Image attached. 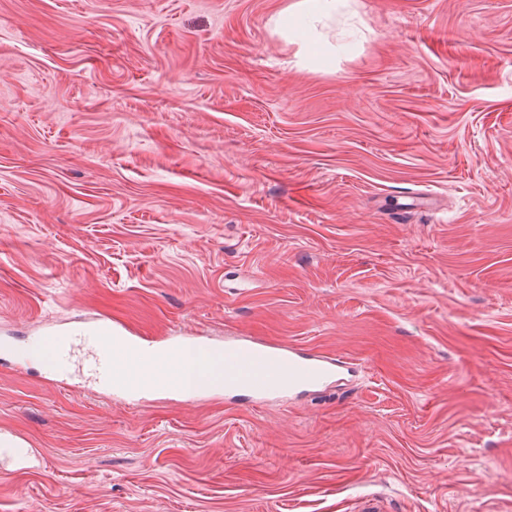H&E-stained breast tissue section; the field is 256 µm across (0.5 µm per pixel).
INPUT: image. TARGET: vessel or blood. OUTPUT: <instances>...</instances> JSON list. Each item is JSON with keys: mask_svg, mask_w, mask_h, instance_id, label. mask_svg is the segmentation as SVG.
<instances>
[{"mask_svg": "<svg viewBox=\"0 0 512 512\" xmlns=\"http://www.w3.org/2000/svg\"><path fill=\"white\" fill-rule=\"evenodd\" d=\"M139 348V343L129 336L127 326L115 321L105 334L73 332L64 336L50 348L49 357L57 372L83 368L101 385L115 387L123 380L116 365L118 351L131 353ZM207 348L206 342L195 337L165 342L159 358L143 374L160 390H179V383L171 379L172 373L185 368L189 354ZM336 366V358L290 346L258 341L230 344L224 349V390L247 392L261 399L304 391L329 382L336 374Z\"/></svg>", "mask_w": 512, "mask_h": 512, "instance_id": "b4317fda", "label": "vessel or blood"}]
</instances>
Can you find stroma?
I'll return each instance as SVG.
<instances>
[{
    "mask_svg": "<svg viewBox=\"0 0 512 512\" xmlns=\"http://www.w3.org/2000/svg\"><path fill=\"white\" fill-rule=\"evenodd\" d=\"M290 2L0 0V512H512V0H357L325 68ZM106 318L350 366L261 401L17 357Z\"/></svg>",
    "mask_w": 512,
    "mask_h": 512,
    "instance_id": "obj_1",
    "label": "stroma"
}]
</instances>
